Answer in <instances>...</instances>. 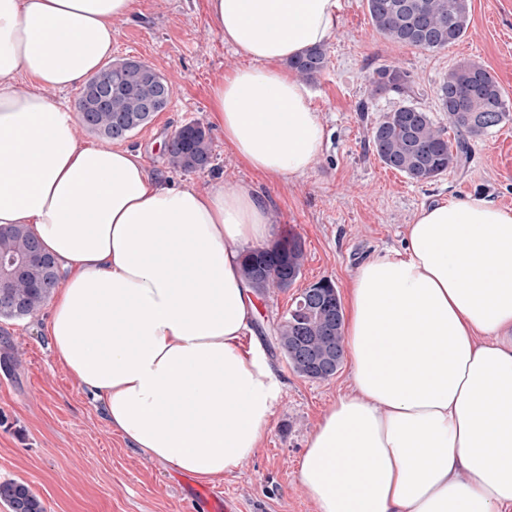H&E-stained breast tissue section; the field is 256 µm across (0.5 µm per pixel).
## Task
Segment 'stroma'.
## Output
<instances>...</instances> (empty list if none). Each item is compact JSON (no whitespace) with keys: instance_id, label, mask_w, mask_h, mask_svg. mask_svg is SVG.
<instances>
[{"instance_id":"stroma-1","label":"stroma","mask_w":512,"mask_h":512,"mask_svg":"<svg viewBox=\"0 0 512 512\" xmlns=\"http://www.w3.org/2000/svg\"><path fill=\"white\" fill-rule=\"evenodd\" d=\"M327 67L308 82L311 104L326 131L322 153L304 175L269 180L242 163L211 120V94L244 58L212 28L206 0H136L129 17L112 20V57L141 60L172 86L167 108L124 139L140 150L148 171L175 185L202 189L253 185L266 200L277 236L301 238L305 262L291 288L255 297L245 344L261 348L282 385L262 442L215 486L245 512H317L298 480L308 437L350 387V363L325 381L296 375L269 344L270 329L304 288L323 278L338 292L375 255L401 249L418 211L470 196L512 209V119L472 142L465 168L420 184L387 168L374 153L371 128L400 100L368 97L374 67L396 65L416 78L419 106L439 112L434 90L463 62L487 68L512 101V0H471L462 40L440 51L401 46L378 33L362 0H343L335 34L325 45ZM208 129L214 162L188 173L174 168L166 145L189 121ZM49 307L0 319V482L28 485L45 512H205L194 495L198 478L131 447L109 424L101 401L57 361L46 333Z\"/></svg>"}]
</instances>
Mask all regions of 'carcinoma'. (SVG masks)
Returning a JSON list of instances; mask_svg holds the SVG:
<instances>
[{"label": "carcinoma", "instance_id": "carcinoma-1", "mask_svg": "<svg viewBox=\"0 0 512 512\" xmlns=\"http://www.w3.org/2000/svg\"><path fill=\"white\" fill-rule=\"evenodd\" d=\"M370 21L386 39L402 45L439 51L467 33L470 0H364ZM327 66L326 52L316 46L288 60V67L306 80L317 79ZM99 77L112 81V95L105 104L82 119L89 132L110 140H123L147 125L166 109L172 87L151 66L127 60L108 65ZM419 93L414 75L400 67L381 65L369 82V97L392 94L403 100L372 126L373 151L388 168L415 183H427L462 168L469 159L470 141L488 134L512 116L495 77L483 66L463 63L448 71L435 88L440 111L448 113V125L412 103ZM454 140H449L448 131ZM170 163L185 172L211 164V141L198 121L178 128L167 146ZM35 239L22 225L0 230V257L23 256ZM304 247L293 245L282 254L275 249H249L242 256L248 288L261 297L290 288L301 276ZM59 279L47 275L41 265H30L14 281L11 291L20 301L15 310H1L0 317L23 318L39 310L55 290ZM311 303L299 306L295 298L274 329L275 349L299 376L323 381L338 367L320 372L313 358L326 350L344 356L343 308L334 283L321 279L303 290ZM0 501L10 512H44L40 498L25 484L0 483Z\"/></svg>", "mask_w": 512, "mask_h": 512}]
</instances>
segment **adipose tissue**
Instances as JSON below:
<instances>
[{
    "label": "adipose tissue",
    "mask_w": 512,
    "mask_h": 512,
    "mask_svg": "<svg viewBox=\"0 0 512 512\" xmlns=\"http://www.w3.org/2000/svg\"><path fill=\"white\" fill-rule=\"evenodd\" d=\"M135 0H0V226L23 224L66 279L50 298L60 364L132 447L203 481L259 448L281 384L258 347L244 249L273 234L248 185L152 176L139 152L84 144L48 90L112 54ZM226 45L212 112L238 159L308 172L325 130L281 62L326 43L342 0H208ZM26 76L35 90L17 92ZM351 386L307 440L298 478L318 512H512V210L423 207L401 250L351 278Z\"/></svg>",
    "instance_id": "1"
}]
</instances>
